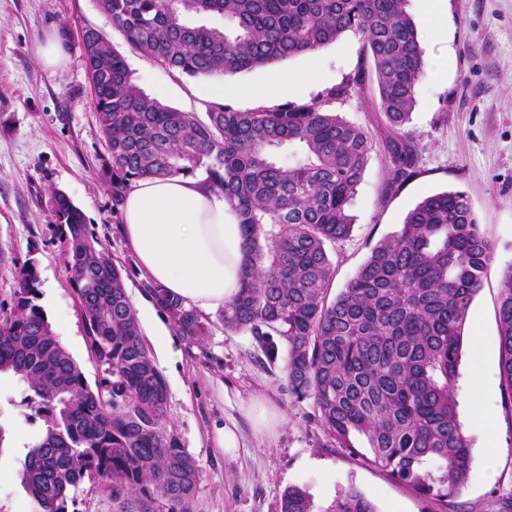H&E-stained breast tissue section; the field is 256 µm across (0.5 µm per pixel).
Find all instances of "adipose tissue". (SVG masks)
<instances>
[{
    "label": "adipose tissue",
    "mask_w": 512,
    "mask_h": 512,
    "mask_svg": "<svg viewBox=\"0 0 512 512\" xmlns=\"http://www.w3.org/2000/svg\"><path fill=\"white\" fill-rule=\"evenodd\" d=\"M120 232L143 278L202 312L223 309L241 286L242 227L223 194L197 179H142L127 195Z\"/></svg>",
    "instance_id": "1"
}]
</instances>
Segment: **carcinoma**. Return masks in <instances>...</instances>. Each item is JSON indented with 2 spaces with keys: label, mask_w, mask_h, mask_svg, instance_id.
<instances>
[{
  "label": "carcinoma",
  "mask_w": 512,
  "mask_h": 512,
  "mask_svg": "<svg viewBox=\"0 0 512 512\" xmlns=\"http://www.w3.org/2000/svg\"><path fill=\"white\" fill-rule=\"evenodd\" d=\"M131 50L168 72L233 75L310 56L351 32L367 65L326 99L374 88L387 126L386 191L417 174L419 149L400 128L426 68L408 0H97ZM219 14L224 28L190 21ZM91 106L106 136L101 158L112 213L144 178L194 177L224 194L242 225L241 288L224 306L226 332L255 339L263 356L286 357L291 392L310 399L336 447L398 483L458 512L472 464L457 411L463 329L494 259L468 196L423 198L401 229L381 239L331 295L328 247L352 229L349 209L376 139L313 102L244 112L222 104L201 119L148 96L98 30L82 31ZM51 223L63 245L88 351L105 367L92 387L36 303L37 262L18 270L10 307L0 303V374L34 393L43 432L27 446L20 483L33 512H70L69 492L86 480L112 488L114 512H192L200 466L165 418L168 386L148 348L126 287L81 210L50 192ZM140 288L173 330L199 344L211 322L161 285ZM499 374L512 400V266L497 306ZM280 512H318L301 488ZM326 512H377L354 484Z\"/></svg>",
  "instance_id": "obj_1"
}]
</instances>
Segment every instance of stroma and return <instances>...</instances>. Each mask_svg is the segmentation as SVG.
I'll return each mask as SVG.
<instances>
[{
  "instance_id": "1",
  "label": "stroma",
  "mask_w": 512,
  "mask_h": 512,
  "mask_svg": "<svg viewBox=\"0 0 512 512\" xmlns=\"http://www.w3.org/2000/svg\"><path fill=\"white\" fill-rule=\"evenodd\" d=\"M86 28L103 33L124 57L132 81L161 103L202 115L213 100L210 77L170 73L131 51L100 13L97 0H0V302L11 300L16 267L36 260L38 303L93 386L104 369L86 347L78 301L49 222L50 190L63 191L112 256L126 264L130 298L138 297L142 277L97 171L106 138L90 105L80 42ZM49 32L62 35L67 50L66 64L57 71L46 69L35 53L38 40ZM420 43L428 65L402 128L420 147L418 173L401 189L386 192L384 151L372 153L356 189L351 233L330 250L333 287L343 288L373 246L398 231L423 198L449 190L467 194L495 254L464 328L467 339L480 336L485 341L483 376L473 374L467 342L456 383L459 419L473 455L460 501L497 512L496 498L512 492V400L500 387L496 321L501 275L512 265V0H445L442 38L424 28ZM364 61L359 36L348 33L319 50V80L265 99L234 95L225 102L255 111L321 99L328 111L377 135L386 118L375 93L325 98ZM137 315L168 385L166 417L201 467L193 512H280L282 495L291 487L306 489L322 512L338 489L350 483L365 492L378 512H433L432 502L337 448L312 401L297 399L290 391L281 363L259 360L250 334L231 333L216 324L200 344L188 345L176 335L163 348L155 336L169 331L167 316L142 306ZM479 389L496 434L492 449L470 407ZM257 394L283 415L273 433H255L245 411ZM32 397L23 381L0 376V426L11 438L9 448L0 450V512L33 510L18 478L25 448L43 428L31 415ZM226 428L236 432V447L223 446L220 433Z\"/></svg>"
}]
</instances>
